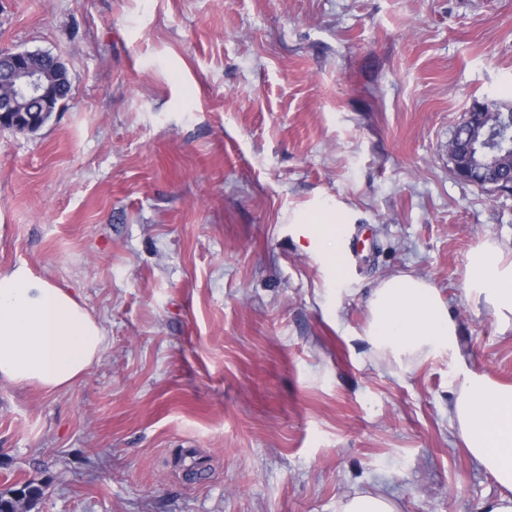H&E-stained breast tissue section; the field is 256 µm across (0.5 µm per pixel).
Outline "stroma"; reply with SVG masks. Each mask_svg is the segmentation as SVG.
Instances as JSON below:
<instances>
[{
    "label": "stroma",
    "mask_w": 512,
    "mask_h": 512,
    "mask_svg": "<svg viewBox=\"0 0 512 512\" xmlns=\"http://www.w3.org/2000/svg\"><path fill=\"white\" fill-rule=\"evenodd\" d=\"M0 49L61 57L37 131L0 128V269L103 324L47 392L0 380V494L32 512H479L501 487L448 413L459 365L512 384V327L466 292L512 261V191L457 178L472 105L512 100V0H0ZM336 212L341 273L296 223ZM430 282L458 350L372 360L377 281ZM25 488L30 493V497L26 501L19 500L15 497V489L11 491V496L5 497L2 494L0 495V509H5L4 511L0 512H20L18 509H20L21 505H27L28 509H31L33 505H35L38 500L43 495V490L40 486L35 485L34 482L28 481L25 482ZM335 512H398L396 504L381 493L356 492L336 502Z\"/></svg>",
    "instance_id": "1"
}]
</instances>
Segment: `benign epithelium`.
I'll return each mask as SVG.
<instances>
[{"mask_svg": "<svg viewBox=\"0 0 512 512\" xmlns=\"http://www.w3.org/2000/svg\"><path fill=\"white\" fill-rule=\"evenodd\" d=\"M28 53L0 50V71L5 70L15 95L0 99V128L29 131L40 118L55 109V92L43 83L40 75L26 65ZM512 152V139L487 137L448 148L454 174L461 180L493 190L507 185L512 188V173L493 177L487 172L485 154Z\"/></svg>", "mask_w": 512, "mask_h": 512, "instance_id": "7a95c632", "label": "benign epithelium"}]
</instances>
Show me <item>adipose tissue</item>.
<instances>
[{"label": "adipose tissue", "mask_w": 512, "mask_h": 512, "mask_svg": "<svg viewBox=\"0 0 512 512\" xmlns=\"http://www.w3.org/2000/svg\"><path fill=\"white\" fill-rule=\"evenodd\" d=\"M311 244L341 266L340 227L303 216ZM467 285L503 321L512 320V262L487 241L469 257ZM366 340L374 358L409 369L457 346V326L424 278L400 274L377 282L367 298ZM102 326L75 297L24 265L0 271V377L54 391L73 385L104 350ZM449 412L471 457L502 487L480 512H512V385L458 369Z\"/></svg>", "instance_id": "1"}]
</instances>
